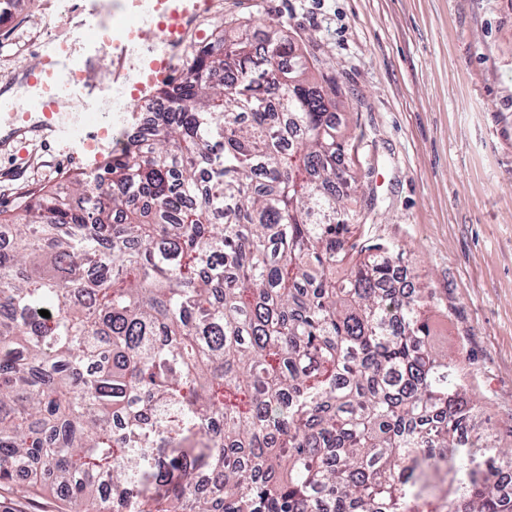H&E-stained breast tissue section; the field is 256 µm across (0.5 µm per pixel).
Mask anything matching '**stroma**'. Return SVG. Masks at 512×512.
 Listing matches in <instances>:
<instances>
[{"mask_svg": "<svg viewBox=\"0 0 512 512\" xmlns=\"http://www.w3.org/2000/svg\"><path fill=\"white\" fill-rule=\"evenodd\" d=\"M79 5L16 0L0 19V88L20 90ZM243 22L280 23L311 75L336 85L361 134L352 207L371 242L404 247L398 266L432 295V343L466 374L481 432L512 448V0H216L201 27L211 40ZM90 133L0 146V207L97 167L116 145L87 150ZM0 512L67 507L2 482Z\"/></svg>", "mask_w": 512, "mask_h": 512, "instance_id": "obj_1", "label": "stroma"}]
</instances>
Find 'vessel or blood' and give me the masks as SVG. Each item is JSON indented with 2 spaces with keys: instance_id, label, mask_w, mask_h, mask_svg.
<instances>
[{
  "instance_id": "vessel-or-blood-1",
  "label": "vessel or blood",
  "mask_w": 512,
  "mask_h": 512,
  "mask_svg": "<svg viewBox=\"0 0 512 512\" xmlns=\"http://www.w3.org/2000/svg\"><path fill=\"white\" fill-rule=\"evenodd\" d=\"M212 0H84L92 36L71 44L55 38L43 45L39 61L25 77L32 87L26 103L0 90V112L10 117L0 127V141L10 142L23 131L53 129L73 89L82 88L87 74L99 63L105 46L124 59H136L125 80L114 86L124 99L148 98L154 88L171 84L177 73L175 60L199 18Z\"/></svg>"
}]
</instances>
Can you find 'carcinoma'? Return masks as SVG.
<instances>
[{
  "label": "carcinoma",
  "instance_id": "carcinoma-1",
  "mask_svg": "<svg viewBox=\"0 0 512 512\" xmlns=\"http://www.w3.org/2000/svg\"><path fill=\"white\" fill-rule=\"evenodd\" d=\"M157 98L71 178L86 205L0 210V481L71 512H512L431 295L354 223L336 86L272 22Z\"/></svg>",
  "mask_w": 512,
  "mask_h": 512
}]
</instances>
